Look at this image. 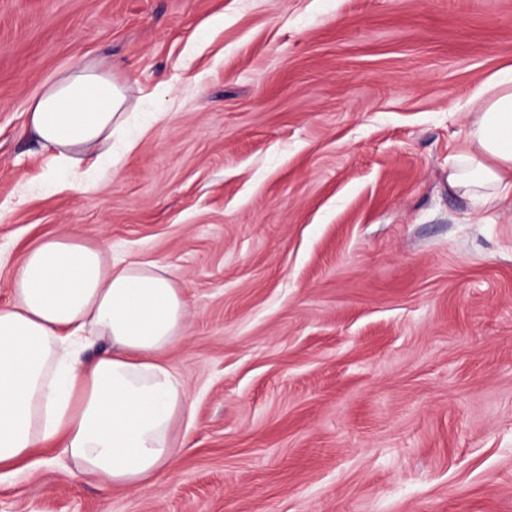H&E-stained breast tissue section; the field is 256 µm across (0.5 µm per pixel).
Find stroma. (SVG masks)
Listing matches in <instances>:
<instances>
[{
  "mask_svg": "<svg viewBox=\"0 0 512 512\" xmlns=\"http://www.w3.org/2000/svg\"><path fill=\"white\" fill-rule=\"evenodd\" d=\"M79 65L160 115L90 194L27 130ZM509 68L512 0H0V305L82 224L189 306L174 467L38 449L0 512H512V211L448 186Z\"/></svg>",
  "mask_w": 512,
  "mask_h": 512,
  "instance_id": "1",
  "label": "stroma"
}]
</instances>
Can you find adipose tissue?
<instances>
[{"instance_id": "adipose-tissue-1", "label": "adipose tissue", "mask_w": 512, "mask_h": 512, "mask_svg": "<svg viewBox=\"0 0 512 512\" xmlns=\"http://www.w3.org/2000/svg\"><path fill=\"white\" fill-rule=\"evenodd\" d=\"M463 145L448 174L476 207L512 202V75L475 94ZM121 83L94 67L61 78L32 103L28 129L76 171L84 155L131 151L135 121ZM79 191H95L83 176ZM0 307V467L60 446L103 492H142L174 462L171 434L187 392L161 357L185 331L188 304L157 265L109 261L79 224L29 249ZM108 350L84 360L86 346Z\"/></svg>"}]
</instances>
